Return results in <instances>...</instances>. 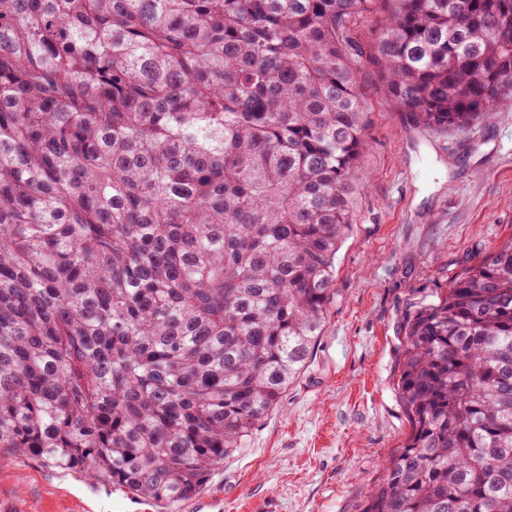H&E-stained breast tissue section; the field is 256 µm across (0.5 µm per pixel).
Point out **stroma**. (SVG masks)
<instances>
[{
	"instance_id": "obj_1",
	"label": "stroma",
	"mask_w": 512,
	"mask_h": 512,
	"mask_svg": "<svg viewBox=\"0 0 512 512\" xmlns=\"http://www.w3.org/2000/svg\"><path fill=\"white\" fill-rule=\"evenodd\" d=\"M368 150L322 336L279 406L216 468L213 512H364L410 422L404 326L481 250L512 240V100L445 136L410 126L361 67ZM0 450V512H193Z\"/></svg>"
}]
</instances>
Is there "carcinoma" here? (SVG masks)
Returning <instances> with one entry per match:
<instances>
[{"label": "carcinoma", "instance_id": "cac0c4a2", "mask_svg": "<svg viewBox=\"0 0 512 512\" xmlns=\"http://www.w3.org/2000/svg\"><path fill=\"white\" fill-rule=\"evenodd\" d=\"M376 66L413 126L512 98V0H0V448L168 504L325 327ZM365 512H512V241L407 324Z\"/></svg>", "mask_w": 512, "mask_h": 512}]
</instances>
